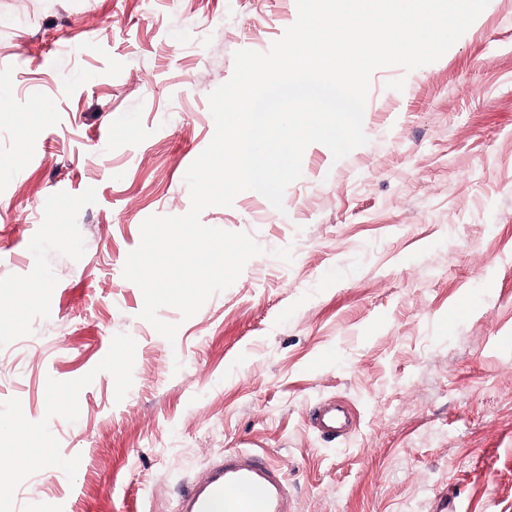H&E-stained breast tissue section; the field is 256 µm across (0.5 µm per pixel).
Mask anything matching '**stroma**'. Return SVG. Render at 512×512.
I'll list each match as a JSON object with an SVG mask.
<instances>
[{"label": "stroma", "mask_w": 512, "mask_h": 512, "mask_svg": "<svg viewBox=\"0 0 512 512\" xmlns=\"http://www.w3.org/2000/svg\"><path fill=\"white\" fill-rule=\"evenodd\" d=\"M296 19L0 0V512H176L244 447L296 512H512V0L436 62L375 70L367 144L309 145L283 210L245 191L202 212L263 252L190 319L160 310L175 342L140 317L141 223L188 212L209 94ZM330 400L354 412L336 439L309 425Z\"/></svg>", "instance_id": "stroma-1"}]
</instances>
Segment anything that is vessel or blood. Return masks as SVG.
Instances as JSON below:
<instances>
[{
    "instance_id": "b4317fda",
    "label": "vessel or blood",
    "mask_w": 512,
    "mask_h": 512,
    "mask_svg": "<svg viewBox=\"0 0 512 512\" xmlns=\"http://www.w3.org/2000/svg\"><path fill=\"white\" fill-rule=\"evenodd\" d=\"M312 426L324 435L339 433L336 406L318 407ZM177 512H295L283 470L248 450L225 452L192 481Z\"/></svg>"
}]
</instances>
